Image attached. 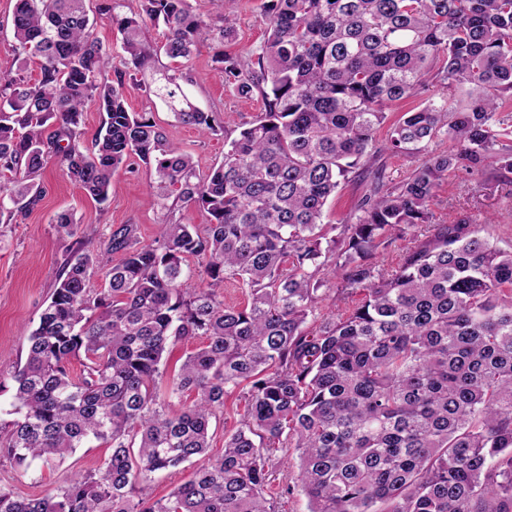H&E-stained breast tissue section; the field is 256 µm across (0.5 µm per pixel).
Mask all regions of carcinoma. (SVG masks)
I'll list each match as a JSON object with an SVG mask.
<instances>
[{
  "label": "carcinoma",
  "mask_w": 512,
  "mask_h": 512,
  "mask_svg": "<svg viewBox=\"0 0 512 512\" xmlns=\"http://www.w3.org/2000/svg\"><path fill=\"white\" fill-rule=\"evenodd\" d=\"M84 2L17 0L13 50L38 61L40 78L0 77V224L40 200L36 177L53 156L99 203L138 159L161 199L208 220L170 210L148 244L130 224L103 246L77 241L11 375L0 459L25 474L92 442L111 453L45 497L0 484V512H276L265 491L279 448L298 452L309 512H512V247L481 236L470 213L436 224L430 210L450 168L512 172V0H263L265 40L214 59L232 95L260 96L264 112L224 130V159L202 179L121 92L158 53L197 49L206 31L190 0H138L122 17L112 0L98 7L121 35L114 83L101 80L112 48ZM149 23L164 27L162 46L142 38ZM427 78L466 88L467 103L428 100L391 119ZM148 93L179 123L221 130L175 75ZM89 102L104 114L91 151L79 143ZM384 128L383 149L424 158L397 183L378 175L355 218L325 228L328 200L380 151ZM441 138L456 151H429ZM55 224L77 234L69 212ZM418 225L427 239L380 269L377 254ZM191 256L204 261L195 280ZM338 278L362 298L308 328ZM226 280L249 290L245 307H224ZM195 337L205 344L161 390L168 355ZM243 384L223 452L167 496L144 494L153 474L208 455L211 419ZM185 394L191 403L171 411Z\"/></svg>",
  "instance_id": "cac0c4a2"
}]
</instances>
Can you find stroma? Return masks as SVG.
Masks as SVG:
<instances>
[{
    "label": "stroma",
    "instance_id": "obj_1",
    "mask_svg": "<svg viewBox=\"0 0 512 512\" xmlns=\"http://www.w3.org/2000/svg\"><path fill=\"white\" fill-rule=\"evenodd\" d=\"M262 3L235 0L232 8L237 37L228 43V50L243 56L263 41L267 20ZM218 48V42L210 39L201 43L190 59L175 63L163 57L159 65L182 75L184 93L194 106L215 113L223 125L235 128L256 119L263 103L257 96L239 99L231 95L214 62ZM154 79L151 72L125 77L122 92L129 111L147 113L171 142L192 156L198 174L207 175L224 157L223 135H205L176 121L166 105L145 93V85ZM154 178L153 168L133 161L113 174L109 199L100 204L68 177L58 159L49 160L39 176L44 188L41 200L16 216L13 223L0 224V378L10 379L16 364L25 359L27 337L37 325L53 292L56 274L77 240L106 243L112 230L123 224L134 225L141 242L154 239L165 215L161 199L149 188ZM370 180L365 173L342 184L324 210L323 223L351 220ZM430 208L439 224L453 221L464 210L480 218L494 216V223L483 225V236L502 247L512 244V173L481 177L462 169L451 170L437 186ZM62 211L73 213L76 237L60 234L53 224L54 215ZM108 453L107 447L98 444L80 448L63 461L37 465L25 475L0 460V484L12 486L22 497H43L74 474L96 469ZM272 458L268 494L278 512H308L305 496L295 488L296 451L277 450Z\"/></svg>",
    "mask_w": 512,
    "mask_h": 512
}]
</instances>
